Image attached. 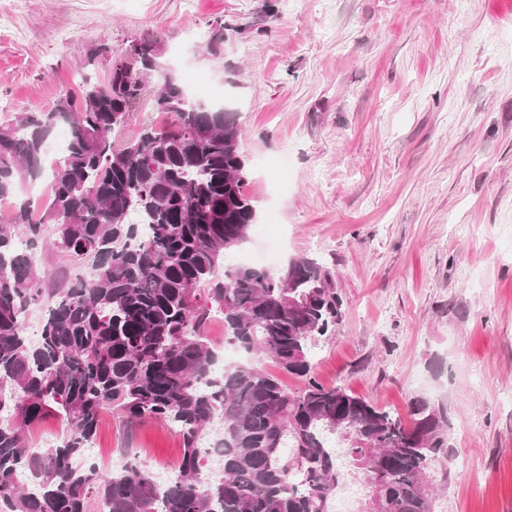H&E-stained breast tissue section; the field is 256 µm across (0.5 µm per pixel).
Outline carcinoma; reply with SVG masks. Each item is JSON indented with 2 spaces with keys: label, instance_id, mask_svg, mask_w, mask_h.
<instances>
[{
  "label": "carcinoma",
  "instance_id": "carcinoma-1",
  "mask_svg": "<svg viewBox=\"0 0 512 512\" xmlns=\"http://www.w3.org/2000/svg\"><path fill=\"white\" fill-rule=\"evenodd\" d=\"M137 61L112 54L105 79L90 74L47 109L0 121V200L21 179L45 171V145L70 127L52 171L40 216L13 202L0 224V512H331L341 479L335 437L345 462L361 471L391 512H433L430 464L448 458V424L425 400L411 402L410 424L312 375V349L342 321L344 299L333 273L314 258L288 271L223 267L257 223L244 191L248 160L235 112L190 97L160 75L157 112L172 114L166 131L151 126L117 148L122 126L158 74L156 43ZM224 23L211 26L206 49L218 54ZM52 246L93 275L53 292L38 342L25 317L43 295L32 252L43 226ZM224 317V339L303 378L288 390L253 365L217 362L203 327L209 307ZM132 423L144 418L176 427L181 459L164 485L137 461L102 471L84 462L102 413ZM55 417L61 443L27 446L25 434ZM219 450L208 466L204 445Z\"/></svg>",
  "mask_w": 512,
  "mask_h": 512
}]
</instances>
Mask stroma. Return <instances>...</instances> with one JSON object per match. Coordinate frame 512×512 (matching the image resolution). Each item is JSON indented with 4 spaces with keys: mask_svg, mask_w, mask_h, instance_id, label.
<instances>
[{
    "mask_svg": "<svg viewBox=\"0 0 512 512\" xmlns=\"http://www.w3.org/2000/svg\"><path fill=\"white\" fill-rule=\"evenodd\" d=\"M0 119L50 107L100 46L155 41L194 95L237 114L258 208L249 245L322 259L345 313L313 374L407 416L448 418L434 512H512V0H0ZM224 24L213 56L194 30ZM172 116L144 97L116 145ZM50 288L87 275L40 246ZM163 421L103 413L89 458L177 467Z\"/></svg>",
    "mask_w": 512,
    "mask_h": 512,
    "instance_id": "stroma-1",
    "label": "stroma"
}]
</instances>
